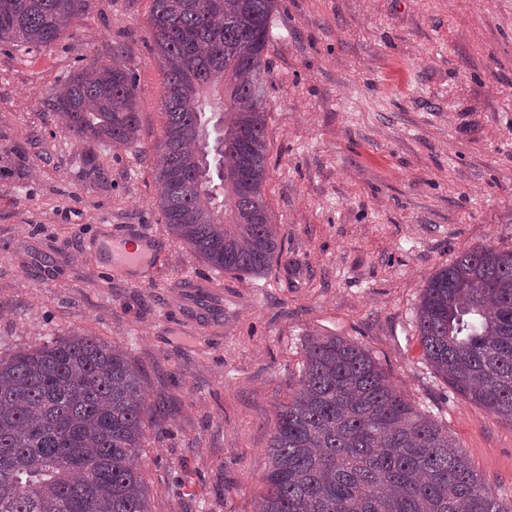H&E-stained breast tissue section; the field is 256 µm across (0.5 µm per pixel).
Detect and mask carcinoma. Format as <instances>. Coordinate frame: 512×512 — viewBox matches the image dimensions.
Instances as JSON below:
<instances>
[{
    "instance_id": "obj_1",
    "label": "carcinoma",
    "mask_w": 512,
    "mask_h": 512,
    "mask_svg": "<svg viewBox=\"0 0 512 512\" xmlns=\"http://www.w3.org/2000/svg\"><path fill=\"white\" fill-rule=\"evenodd\" d=\"M278 0H153L165 81L155 147L158 208L194 253L260 274L281 253L264 184L262 73ZM85 0H0V42L47 46ZM53 108L76 137L115 146L140 130L132 76L74 73ZM426 361L450 387L512 419V250L480 246L432 275L418 308ZM148 411L126 353L72 336L0 360V512H150L135 459ZM257 512H512L436 421L373 358L312 339L280 404Z\"/></svg>"
}]
</instances>
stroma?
I'll return each instance as SVG.
<instances>
[{"mask_svg": "<svg viewBox=\"0 0 512 512\" xmlns=\"http://www.w3.org/2000/svg\"><path fill=\"white\" fill-rule=\"evenodd\" d=\"M152 0H88L42 48L0 43V358L98 337L143 376L156 421L139 465L151 512H255L279 403L335 336L444 429L512 499V421L426 361L432 274L482 244L512 250V0H278L270 19L265 195L282 254L261 275L204 262L157 207L166 116ZM117 63L137 143L79 140L50 97ZM142 240L149 286L109 266Z\"/></svg>", "mask_w": 512, "mask_h": 512, "instance_id": "1", "label": "stroma"}]
</instances>
